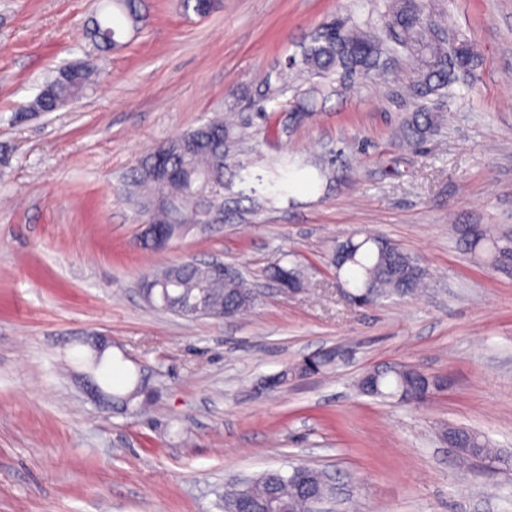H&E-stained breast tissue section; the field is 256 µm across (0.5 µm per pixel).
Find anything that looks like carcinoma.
<instances>
[{
  "instance_id": "obj_1",
  "label": "carcinoma",
  "mask_w": 512,
  "mask_h": 512,
  "mask_svg": "<svg viewBox=\"0 0 512 512\" xmlns=\"http://www.w3.org/2000/svg\"><path fill=\"white\" fill-rule=\"evenodd\" d=\"M221 0H185L182 8L198 16L217 9ZM117 14L108 13L92 20L89 35L95 45L109 50L118 44L124 29L139 28L146 22L140 0H112ZM384 31L415 63L409 93L415 100L437 99L448 95L457 74L473 72L476 54L471 43L459 38L444 17L434 18L424 0H388L384 14ZM383 40L375 33L352 27L342 19L322 24L311 42L302 48L300 64L322 79L356 82L378 73L383 68ZM81 73L77 82L57 73L45 83L28 105L34 112H55L79 99L94 82L96 73L87 63H78ZM284 73L267 76L263 91L256 101V111L267 117L266 103L283 90ZM434 110L419 108L406 121V137L416 143L436 128ZM241 132L222 119L209 120L197 128L162 143L146 153L133 170L127 184L129 199L141 208L157 205L155 222L163 225L177 239L201 221V202L208 197L210 184L224 185V170L229 168L230 149ZM468 250L486 258L503 271L512 269V239L499 236L491 229L470 232ZM344 251L341 270L354 282L353 294L372 306L390 296L407 297L424 287L426 270L410 255L383 236L371 232L356 234L336 242L333 253ZM174 271L178 288L159 295L157 307L173 310L177 305L199 294L208 296L211 305L224 309L233 317L255 305L257 296L240 275L213 279L203 269L187 262L169 264L151 274L156 281L168 278ZM443 380L409 364H390L365 372L357 381L359 392L372 398H396L406 392L425 388L434 392ZM448 444L465 460H480L488 466L500 461L489 441L481 434L462 427H450L444 433ZM326 494L329 487L323 472L308 469L306 484L294 473L269 471L246 483L233 484L224 492V512H310L308 492Z\"/></svg>"
}]
</instances>
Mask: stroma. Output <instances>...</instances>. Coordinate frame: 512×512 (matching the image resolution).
<instances>
[{"instance_id":"obj_1","label":"stroma","mask_w":512,"mask_h":512,"mask_svg":"<svg viewBox=\"0 0 512 512\" xmlns=\"http://www.w3.org/2000/svg\"><path fill=\"white\" fill-rule=\"evenodd\" d=\"M142 2L146 25L102 52L87 30L105 0H0V512H224L230 479L300 465L330 476L327 512H512V468H459L442 437L468 427L512 458V275L465 244L474 227L512 235V0H434L479 65L415 146L404 55L361 84L328 82L312 112L286 110L315 83L288 57L333 18L381 26L386 0H223L203 19ZM79 61L97 78L78 104L19 114ZM283 67L277 130L235 146L247 177L226 182L223 223L142 248L125 194L139 158L229 110L253 122ZM304 158L326 177H296ZM262 181L288 188L267 201ZM363 230L419 259L425 294L348 299L332 249ZM211 258L255 289L250 314L186 320L145 303L143 273ZM292 260L306 281L288 297L269 271ZM90 336L112 350L91 376ZM331 351L320 373L292 375ZM394 363L446 386L410 404L358 392ZM140 376L144 406L93 395Z\"/></svg>"}]
</instances>
